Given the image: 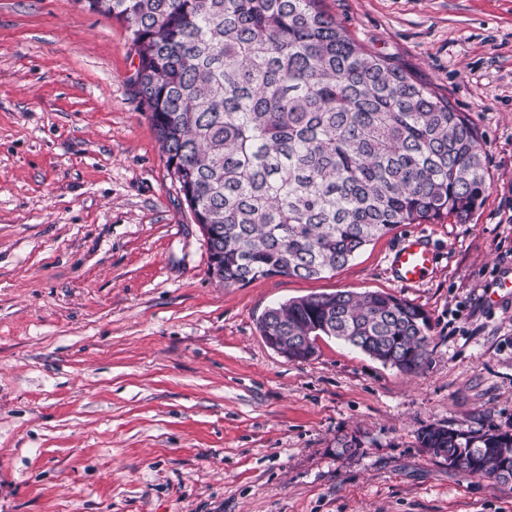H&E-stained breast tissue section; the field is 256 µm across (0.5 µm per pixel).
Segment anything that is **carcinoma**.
Listing matches in <instances>:
<instances>
[{"instance_id":"1","label":"carcinoma","mask_w":512,"mask_h":512,"mask_svg":"<svg viewBox=\"0 0 512 512\" xmlns=\"http://www.w3.org/2000/svg\"><path fill=\"white\" fill-rule=\"evenodd\" d=\"M128 24L146 107L226 287L317 278L401 224L466 223L486 188L482 137L451 102L371 52L320 0H84ZM423 311L393 295L289 300L259 318L293 349L333 336L405 372L429 356ZM422 447L507 483L512 429L428 426Z\"/></svg>"}]
</instances>
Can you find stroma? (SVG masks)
I'll return each mask as SVG.
<instances>
[{
    "instance_id": "35a3bbf8",
    "label": "stroma",
    "mask_w": 512,
    "mask_h": 512,
    "mask_svg": "<svg viewBox=\"0 0 512 512\" xmlns=\"http://www.w3.org/2000/svg\"><path fill=\"white\" fill-rule=\"evenodd\" d=\"M320 7L465 113L487 188L467 223L224 287L129 83L126 23L0 0V512H512V483L417 438L512 429V0ZM410 235L434 261L404 284ZM338 291L422 308L423 366L331 336L306 361L264 342L265 310ZM433 262L428 241L419 236H408L394 251L392 267L398 281L415 283L424 278Z\"/></svg>"
}]
</instances>
